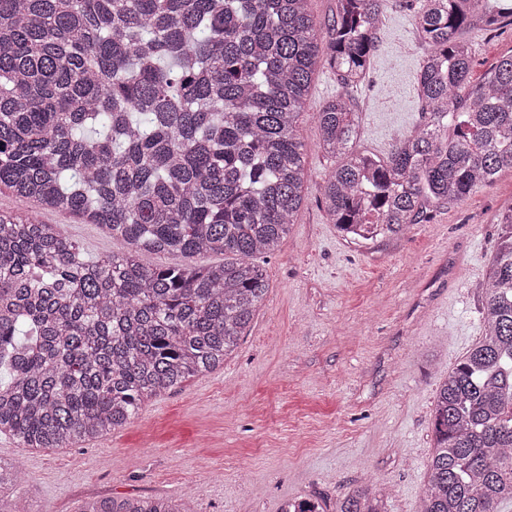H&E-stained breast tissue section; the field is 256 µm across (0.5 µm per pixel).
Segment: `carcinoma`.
<instances>
[{
  "instance_id": "cac0c4a2",
  "label": "carcinoma",
  "mask_w": 512,
  "mask_h": 512,
  "mask_svg": "<svg viewBox=\"0 0 512 512\" xmlns=\"http://www.w3.org/2000/svg\"><path fill=\"white\" fill-rule=\"evenodd\" d=\"M383 0H0V184L88 217L120 249L99 260L34 216L0 214V434L68 448L131 423L145 403L224 365L263 303L257 263L305 200L298 120L317 65L343 91L314 113L338 159L322 188L346 237L395 235L512 171V55L470 81L479 18L512 3L426 0L419 131L379 158L356 148L349 90L364 79ZM485 281V332L440 379L420 512H500L512 500V210ZM189 261L149 268L140 254ZM209 253L224 263L194 260ZM18 473L0 462L1 495ZM361 485L328 510L386 512ZM82 512H194L188 499H92Z\"/></svg>"
}]
</instances>
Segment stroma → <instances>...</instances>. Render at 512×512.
Here are the masks:
<instances>
[{
  "mask_svg": "<svg viewBox=\"0 0 512 512\" xmlns=\"http://www.w3.org/2000/svg\"><path fill=\"white\" fill-rule=\"evenodd\" d=\"M425 0H385L377 47L350 95L357 147L386 155L423 122L417 77ZM472 81L512 54V24L464 30ZM317 70L299 119L307 200L279 248L259 259L269 291L235 356L145 404L107 438L25 448L0 434L30 512H81L89 498L191 496L195 512H281L290 499L343 498L364 480L391 487L388 512H418L440 378L477 342L498 219L512 208V172L461 203H432L426 223L357 241L321 203L334 158L313 114L339 93ZM95 260L117 250L97 225L42 211Z\"/></svg>",
  "mask_w": 512,
  "mask_h": 512,
  "instance_id": "stroma-1",
  "label": "stroma"
}]
</instances>
